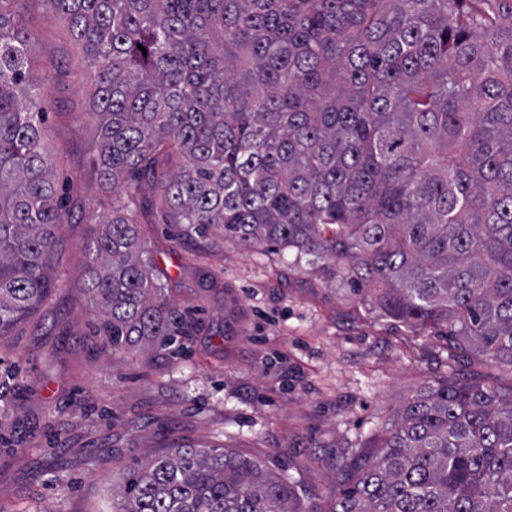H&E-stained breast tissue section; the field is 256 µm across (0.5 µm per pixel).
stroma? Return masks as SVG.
<instances>
[{
    "mask_svg": "<svg viewBox=\"0 0 512 512\" xmlns=\"http://www.w3.org/2000/svg\"><path fill=\"white\" fill-rule=\"evenodd\" d=\"M26 9L68 221L43 304L0 338V379L13 387L0 411V512H104L113 485L179 443L257 457L293 478L302 512H329L337 456L370 453L406 399L447 375L446 328L391 323L333 262L234 240L191 246L147 224L143 249L174 282L184 334L102 351L80 289L112 201L92 166V78L48 0Z\"/></svg>",
    "mask_w": 512,
    "mask_h": 512,
    "instance_id": "stroma-1",
    "label": "stroma"
}]
</instances>
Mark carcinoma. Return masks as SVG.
I'll return each mask as SVG.
<instances>
[{
  "instance_id": "1",
  "label": "carcinoma",
  "mask_w": 512,
  "mask_h": 512,
  "mask_svg": "<svg viewBox=\"0 0 512 512\" xmlns=\"http://www.w3.org/2000/svg\"><path fill=\"white\" fill-rule=\"evenodd\" d=\"M24 2L0 0V338L44 300L68 219ZM49 2L93 68L112 210L84 291L103 348L180 333L141 250L156 209L189 238L342 262L384 317L448 328L451 377L372 457L336 460L352 486L330 512H512V382L475 369L512 377V0ZM112 512L301 510L287 475L177 445L112 488Z\"/></svg>"
}]
</instances>
